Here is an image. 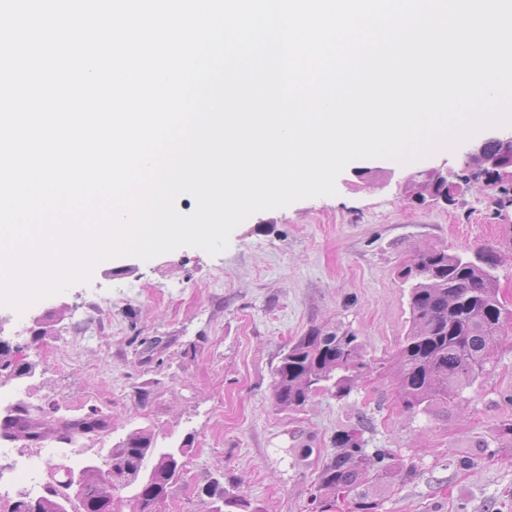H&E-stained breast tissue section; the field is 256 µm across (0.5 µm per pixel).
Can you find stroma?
Returning <instances> with one entry per match:
<instances>
[{
	"label": "stroma",
	"instance_id": "35a3bbf8",
	"mask_svg": "<svg viewBox=\"0 0 512 512\" xmlns=\"http://www.w3.org/2000/svg\"><path fill=\"white\" fill-rule=\"evenodd\" d=\"M469 152L464 143L406 164L357 159L336 195L254 214L218 255L184 247L110 259L90 283L24 314L0 307V338L37 363L32 377L1 380L0 394L61 416L109 415V432L78 442L100 463L137 428L184 446L164 512H211L200 489L213 479L257 512H347L313 497L336 436L357 423L368 448L392 449L415 470L377 490V512H512V437L501 432L512 423V327L483 375L434 415L403 412L394 381L410 326L400 272L419 249H492L499 299L512 309V199L482 180L452 206L408 190L431 169L466 173ZM338 326L359 337L369 371L343 399L318 392L302 408L279 407L273 371L287 345Z\"/></svg>",
	"mask_w": 512,
	"mask_h": 512
}]
</instances>
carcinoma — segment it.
Wrapping results in <instances>:
<instances>
[{"instance_id":"cac0c4a2","label":"carcinoma","mask_w":512,"mask_h":512,"mask_svg":"<svg viewBox=\"0 0 512 512\" xmlns=\"http://www.w3.org/2000/svg\"><path fill=\"white\" fill-rule=\"evenodd\" d=\"M408 188L414 199L455 203L457 186L445 178L422 174ZM487 251L471 258L443 248L418 251L403 270L409 288L410 329L396 353V388L402 408L410 414L429 413L448 402V396L472 385L485 371V364L502 329L512 322V310L498 299L493 261ZM0 339V372L15 378L32 376L36 363L19 357ZM369 368L358 336L348 330L313 327L288 344L274 371L273 396L283 409H297L310 396L327 390L338 398L348 395ZM111 417L95 409L75 419L56 418L50 424L35 413V407L20 400L0 414V441L23 439L39 446L52 435L72 444L106 432ZM359 425L340 433L334 444L340 448L318 476V490L351 504V512H376L378 503L370 488L389 477L403 481L410 473L397 467L388 448H364ZM184 446H160L145 428L131 431L113 446L108 464L112 474L91 467V460L62 464L51 473L53 484L35 499L22 497L10 512H61L60 502L69 500L70 512H108L105 492H127L114 512H155V504L168 496L180 477ZM79 493L71 495L73 480ZM207 497L218 503L212 512H250L243 495L210 482Z\"/></svg>"}]
</instances>
